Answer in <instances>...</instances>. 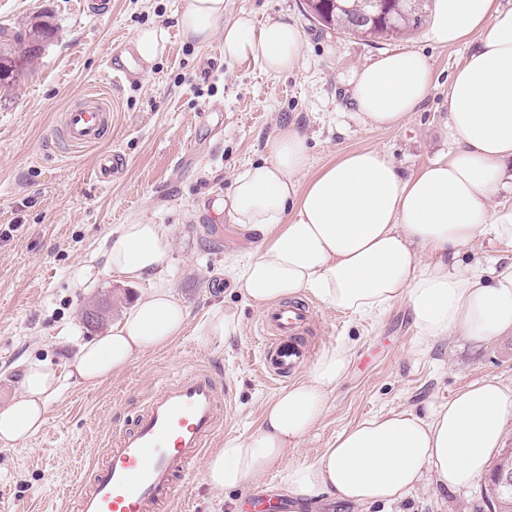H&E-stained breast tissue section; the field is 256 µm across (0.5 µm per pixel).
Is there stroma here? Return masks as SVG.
Listing matches in <instances>:
<instances>
[{
  "mask_svg": "<svg viewBox=\"0 0 512 512\" xmlns=\"http://www.w3.org/2000/svg\"><path fill=\"white\" fill-rule=\"evenodd\" d=\"M84 0H0V30L32 18L54 34L18 81L0 89V404L19 392L32 360H45L63 386L50 401L46 423L21 447L0 446V512H71L69 499L83 474L101 457L116 429L126 425L146 394L186 368L218 366L230 400L224 436L258 424L279 386L261 374L264 310L232 287L236 257L248 238L224 219V196L234 175L263 159L285 125L308 138V174L348 151L376 149L414 173L448 150V83L469 48L438 47L425 30L388 43L345 36L308 20L303 0H226L224 17L250 15L255 23L291 18L302 33L298 68L275 75L254 60L225 58L224 39L199 45L179 33L180 0H110L111 10L89 16ZM162 27L164 52L141 67L136 80L112 87V130L100 147L66 154L52 146L53 127L70 101L102 89L104 63L131 47L136 30ZM417 49L435 76L427 99L401 126L364 127L348 102L346 77L378 54ZM117 150L127 165L111 183L94 174L102 151ZM166 225L171 245L167 281L189 311L183 334L138 357L96 386L73 376L78 346L118 324L148 292L145 281L104 271L102 245L120 225ZM90 268L91 288L74 287L79 268ZM107 301L102 326L82 320L88 304ZM314 319L312 352L351 341L350 369L330 397L316 429L288 461H311L338 433L389 410L426 415L478 379L512 386V335L476 343L452 336L419 353L406 304L382 316L348 315L306 297ZM236 308L240 336L209 341L200 333L206 311ZM203 466L178 480L183 512H251L257 499H280L277 467L242 493L210 489ZM483 480L461 489L424 478L400 502L370 512H473Z\"/></svg>",
  "mask_w": 512,
  "mask_h": 512,
  "instance_id": "35a3bbf8",
  "label": "stroma"
}]
</instances>
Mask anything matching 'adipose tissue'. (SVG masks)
<instances>
[{
  "mask_svg": "<svg viewBox=\"0 0 512 512\" xmlns=\"http://www.w3.org/2000/svg\"><path fill=\"white\" fill-rule=\"evenodd\" d=\"M224 4L182 0L183 36L204 44L223 35L225 56L259 61L273 74L298 67L302 36L294 22L258 25L242 14L228 23ZM426 36L436 46L470 47L448 85V153L405 176L383 152L354 150L303 182L307 139L295 126L279 128L267 157L240 170L224 199L229 221L253 240L233 276L245 298L271 307L312 295L358 316L402 302L425 349L457 334L475 342L512 334V256L485 266L461 261L484 236L512 248V205L496 202L512 177V8L433 0ZM433 83L426 55L407 49L352 71L348 93L364 125L392 128L417 111ZM169 255L160 224H123L105 239L106 271L154 286L119 324L80 345L79 382L101 384L181 336L189 313L164 280ZM353 355L347 341L325 347L302 379L265 406L256 427L210 454L206 483L241 491L275 465L291 500L336 498L368 508L405 497L428 474L456 488L485 472L512 422V387L495 380L467 384L424 417L401 410L363 419L315 460L287 462L327 412ZM59 388L50 365L29 362L19 393L0 406V444L33 438Z\"/></svg>",
  "mask_w": 512,
  "mask_h": 512,
  "instance_id": "1",
  "label": "adipose tissue"
}]
</instances>
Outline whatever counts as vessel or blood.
<instances>
[{"mask_svg": "<svg viewBox=\"0 0 512 512\" xmlns=\"http://www.w3.org/2000/svg\"><path fill=\"white\" fill-rule=\"evenodd\" d=\"M105 68L116 82L137 72L130 57H111ZM112 112V100L105 94L79 96L54 129L55 147L74 151L97 145L112 126ZM124 165L121 152H105L95 176L109 181ZM311 317L303 304L266 309L267 336L260 358L265 373L285 381L306 361L303 333ZM227 400L223 377L215 369H188L160 382L131 427L115 433L101 459L81 478L74 512H172L180 497L177 478L190 471L221 433Z\"/></svg>", "mask_w": 512, "mask_h": 512, "instance_id": "obj_1", "label": "vessel or blood"}]
</instances>
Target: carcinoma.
Instances as JSON below:
<instances>
[{"label": "carcinoma", "mask_w": 512, "mask_h": 512, "mask_svg": "<svg viewBox=\"0 0 512 512\" xmlns=\"http://www.w3.org/2000/svg\"><path fill=\"white\" fill-rule=\"evenodd\" d=\"M319 6L306 0V14L322 28L372 43L398 40L421 29L428 0H397L380 5L376 0H319ZM49 36V26L34 22L0 40V83L17 77L19 60L39 56ZM483 498L497 502V512H512V489H485Z\"/></svg>", "instance_id": "1"}]
</instances>
